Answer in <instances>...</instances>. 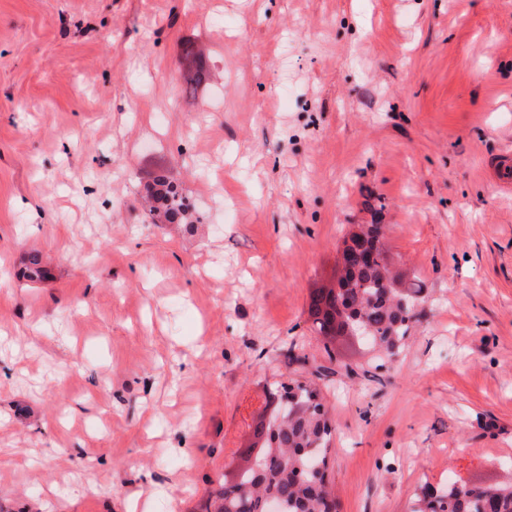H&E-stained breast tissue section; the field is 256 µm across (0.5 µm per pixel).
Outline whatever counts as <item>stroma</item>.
I'll use <instances>...</instances> for the list:
<instances>
[{
    "mask_svg": "<svg viewBox=\"0 0 512 512\" xmlns=\"http://www.w3.org/2000/svg\"><path fill=\"white\" fill-rule=\"evenodd\" d=\"M506 151L512 0H0V512H206L291 378L341 512L512 480ZM354 224L426 288L382 368L308 320ZM184 59L188 72L186 84L187 88L192 91L208 81L210 69L204 55L196 52L192 46L185 48ZM149 211L163 215L170 223L192 224L191 208L180 186L165 176H158L147 188Z\"/></svg>",
    "mask_w": 512,
    "mask_h": 512,
    "instance_id": "1",
    "label": "stroma"
}]
</instances>
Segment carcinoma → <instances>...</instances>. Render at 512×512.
Wrapping results in <instances>:
<instances>
[{
	"mask_svg": "<svg viewBox=\"0 0 512 512\" xmlns=\"http://www.w3.org/2000/svg\"><path fill=\"white\" fill-rule=\"evenodd\" d=\"M187 88L194 90L210 76L207 59L191 46L184 50ZM149 211L169 222L191 223V208L180 186L165 176L157 177L147 188ZM361 230L372 237L373 259L346 258V276L339 289L318 288L311 293L308 314L315 332L334 339L332 321L351 320L366 324L372 351L385 363L393 362L405 346L424 309V288L418 278L391 267L381 239L382 224H363ZM24 275L31 281L47 278L48 271L39 256L29 258ZM280 389L295 401L288 420L268 429L273 446L261 455L257 469L246 471L239 485L224 484V512H257L261 496L274 493L285 499V512H338L339 503L327 484L326 472L312 467L326 463L331 451L332 427L320 401V392L309 382L294 380ZM410 512H512V487L478 486L462 492L450 483L440 488L425 485L415 494Z\"/></svg>",
	"mask_w": 512,
	"mask_h": 512,
	"instance_id": "1",
	"label": "carcinoma"
}]
</instances>
